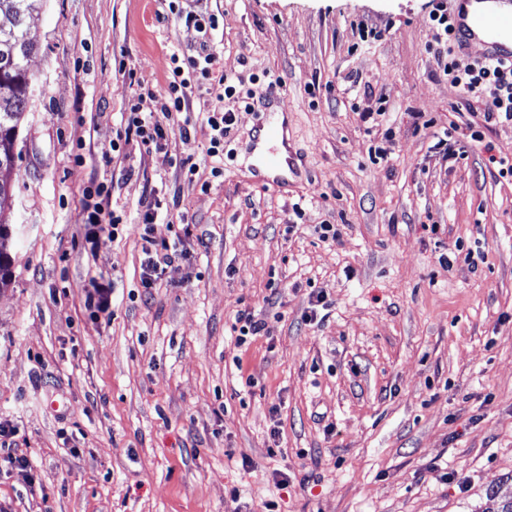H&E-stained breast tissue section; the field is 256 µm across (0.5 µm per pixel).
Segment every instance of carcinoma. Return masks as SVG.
<instances>
[{"label":"carcinoma","mask_w":512,"mask_h":512,"mask_svg":"<svg viewBox=\"0 0 512 512\" xmlns=\"http://www.w3.org/2000/svg\"><path fill=\"white\" fill-rule=\"evenodd\" d=\"M42 0H0V217L10 208L14 196L11 174L15 166V145L19 126L29 111L28 61L36 44L28 37L31 22L39 14ZM11 235L9 225L0 221V287L11 281L9 257L4 243Z\"/></svg>","instance_id":"cac0c4a2"}]
</instances>
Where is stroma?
<instances>
[{
    "mask_svg": "<svg viewBox=\"0 0 512 512\" xmlns=\"http://www.w3.org/2000/svg\"><path fill=\"white\" fill-rule=\"evenodd\" d=\"M181 5L217 17L220 65L253 94L233 107L220 178L203 91L192 141L173 131L158 151L111 150L136 94H164L172 55L199 52L165 0H43L30 29V111L0 216L13 230L0 420L16 428L0 512H495L512 497V176L497 165L512 162V123L464 108L435 58L430 0ZM361 20L379 41L359 43ZM274 79L302 162L287 187L263 189L249 147ZM379 99L366 129L359 114ZM388 131L395 152L373 163ZM450 131L469 145L455 162L436 149ZM93 180L128 227L91 254L80 212ZM148 187L173 215L153 240L187 253L149 290ZM102 272L112 306L95 318L85 301ZM316 291L327 307L308 323ZM244 308L267 328L241 346ZM12 448L39 492L8 469Z\"/></svg>",
    "mask_w": 512,
    "mask_h": 512,
    "instance_id": "35a3bbf8",
    "label": "stroma"
}]
</instances>
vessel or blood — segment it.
<instances>
[{
    "label": "vessel or blood",
    "instance_id": "obj_1",
    "mask_svg": "<svg viewBox=\"0 0 512 512\" xmlns=\"http://www.w3.org/2000/svg\"><path fill=\"white\" fill-rule=\"evenodd\" d=\"M454 14L459 42H482L490 58L512 64V0H457ZM287 130V121L271 110L258 121L251 147L254 163L250 167L256 183L279 185L296 173L293 152L282 148Z\"/></svg>",
    "mask_w": 512,
    "mask_h": 512
}]
</instances>
